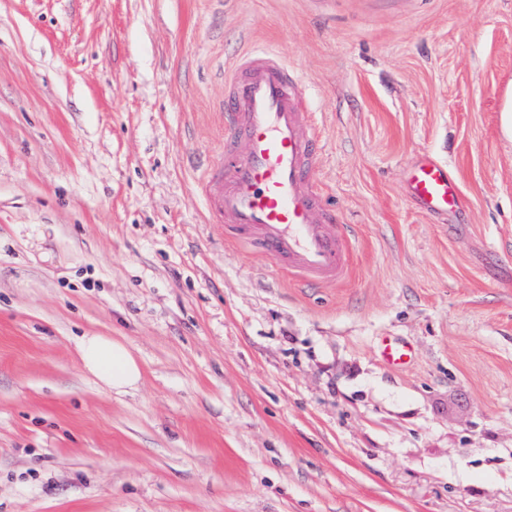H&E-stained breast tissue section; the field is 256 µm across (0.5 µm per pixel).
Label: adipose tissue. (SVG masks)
<instances>
[{"mask_svg":"<svg viewBox=\"0 0 512 512\" xmlns=\"http://www.w3.org/2000/svg\"><path fill=\"white\" fill-rule=\"evenodd\" d=\"M77 352L83 370L105 389L121 394L140 386L141 365L125 342L99 334L85 335L78 341Z\"/></svg>","mask_w":512,"mask_h":512,"instance_id":"ef3b65f1","label":"adipose tissue"}]
</instances>
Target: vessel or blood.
Wrapping results in <instances>:
<instances>
[{"instance_id":"b4317fda","label":"vessel or blood","mask_w":512,"mask_h":512,"mask_svg":"<svg viewBox=\"0 0 512 512\" xmlns=\"http://www.w3.org/2000/svg\"><path fill=\"white\" fill-rule=\"evenodd\" d=\"M224 83V153L197 160L210 223L253 253L277 258L305 287L339 285L351 271L354 232L338 223L314 181L324 144L304 130L300 76L274 53L252 49L228 65ZM403 181L426 214L444 216L463 202L457 181L433 155L418 156ZM378 356L387 366L402 367L412 354L385 337Z\"/></svg>"}]
</instances>
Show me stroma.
Wrapping results in <instances>:
<instances>
[{"instance_id": "1", "label": "stroma", "mask_w": 512, "mask_h": 512, "mask_svg": "<svg viewBox=\"0 0 512 512\" xmlns=\"http://www.w3.org/2000/svg\"><path fill=\"white\" fill-rule=\"evenodd\" d=\"M247 46L302 76L337 287L207 221ZM511 91L512 0H0V512H512ZM424 152L444 222L404 191ZM404 186L408 197L421 210L432 216H448L463 202L456 180L448 175V167L431 154L418 156L404 171ZM82 369L109 391L127 393L142 381L141 365L129 346L112 336H81L77 345ZM378 356L387 366L402 367L411 361L412 354L409 346L384 337L378 344Z\"/></svg>"}]
</instances>
